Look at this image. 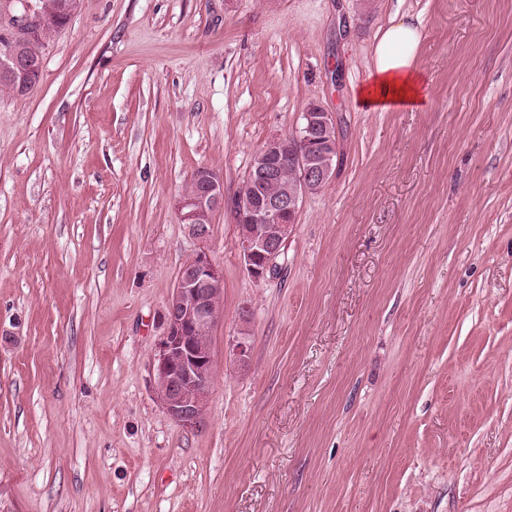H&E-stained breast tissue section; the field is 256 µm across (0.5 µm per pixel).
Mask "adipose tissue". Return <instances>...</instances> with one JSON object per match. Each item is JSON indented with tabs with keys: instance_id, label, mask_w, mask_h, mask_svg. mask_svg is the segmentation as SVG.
<instances>
[{
	"instance_id": "adipose-tissue-1",
	"label": "adipose tissue",
	"mask_w": 512,
	"mask_h": 512,
	"mask_svg": "<svg viewBox=\"0 0 512 512\" xmlns=\"http://www.w3.org/2000/svg\"><path fill=\"white\" fill-rule=\"evenodd\" d=\"M423 39L420 21L395 16L380 31L372 49L371 79L357 94L367 111L412 108L421 102V77L415 62Z\"/></svg>"
}]
</instances>
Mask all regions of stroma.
I'll return each mask as SVG.
<instances>
[{"label": "stroma", "instance_id": "obj_1", "mask_svg": "<svg viewBox=\"0 0 512 512\" xmlns=\"http://www.w3.org/2000/svg\"><path fill=\"white\" fill-rule=\"evenodd\" d=\"M398 12L424 102L368 112ZM313 101L336 170L257 281L231 202ZM202 166L224 318L194 431L151 368ZM0 512H512V0H81L0 93Z\"/></svg>", "mask_w": 512, "mask_h": 512}]
</instances>
